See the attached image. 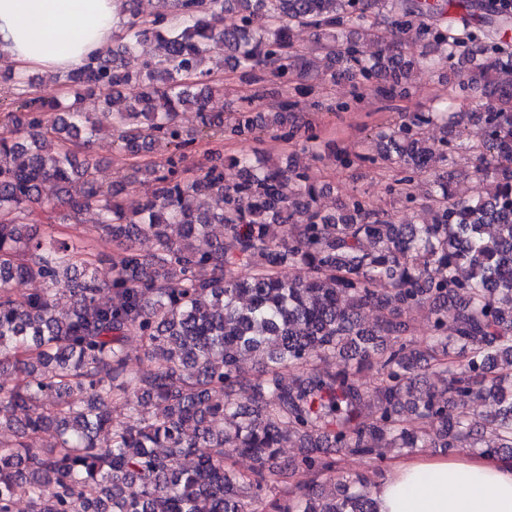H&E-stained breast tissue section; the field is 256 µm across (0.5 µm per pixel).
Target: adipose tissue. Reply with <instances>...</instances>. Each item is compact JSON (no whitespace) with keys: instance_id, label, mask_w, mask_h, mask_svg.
<instances>
[{"instance_id":"adipose-tissue-1","label":"adipose tissue","mask_w":512,"mask_h":512,"mask_svg":"<svg viewBox=\"0 0 512 512\" xmlns=\"http://www.w3.org/2000/svg\"><path fill=\"white\" fill-rule=\"evenodd\" d=\"M121 0H0V65L71 71L108 49ZM377 512H512V459L417 454L377 483Z\"/></svg>"}]
</instances>
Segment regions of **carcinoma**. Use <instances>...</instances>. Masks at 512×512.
<instances>
[{"instance_id":"cac0c4a2","label":"carcinoma","mask_w":512,"mask_h":512,"mask_svg":"<svg viewBox=\"0 0 512 512\" xmlns=\"http://www.w3.org/2000/svg\"><path fill=\"white\" fill-rule=\"evenodd\" d=\"M123 2L112 47L57 77L65 101L30 97L35 77L0 71L21 88L0 138V373L13 375L0 383V512L21 500L27 512H258L266 490L276 491L263 501L270 512H376L339 458L379 464L423 448L512 457V47L499 37L512 8L475 0L456 25L451 0H172L149 17ZM226 13L238 16L231 28ZM383 25L404 46L368 52ZM296 27L312 30L315 49L294 40ZM455 59L468 64L455 99L481 88L495 105L472 115L439 99L380 127L375 155H356L394 173L410 203L415 180L429 179L422 224L373 211L357 192L324 211L335 187L312 182L310 162L351 159L316 134L279 165L257 150L224 156L226 139H296L288 97L208 107L224 95L217 61L255 82L314 72L326 86L344 75L405 98L413 67L442 79ZM92 101L111 108L118 154L134 160L127 183L103 185L100 161L69 149L101 130ZM187 108L191 132L178 123ZM474 119L481 136L469 145ZM203 140L213 147L182 176ZM158 150L163 163L138 162ZM466 153L478 164L472 194L459 196ZM143 176L153 195L125 202ZM60 206L97 216L88 233L103 251L28 223ZM214 225L223 236L212 241ZM413 309L425 315L422 345L404 318ZM131 339L149 370L129 369ZM245 387L250 397L235 401ZM47 430L55 442L35 446ZM293 439L300 456L278 463ZM236 456L254 461L252 477L226 465Z\"/></svg>"}]
</instances>
